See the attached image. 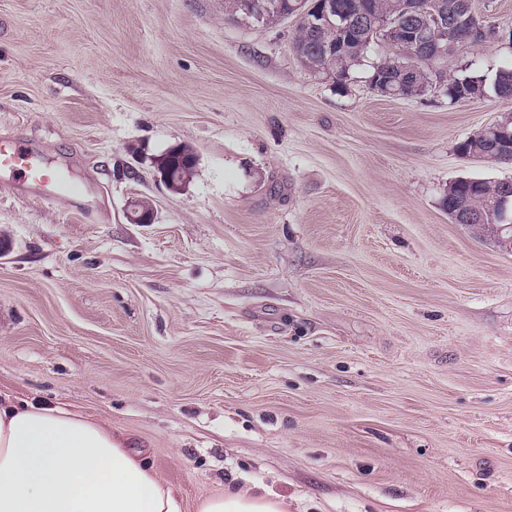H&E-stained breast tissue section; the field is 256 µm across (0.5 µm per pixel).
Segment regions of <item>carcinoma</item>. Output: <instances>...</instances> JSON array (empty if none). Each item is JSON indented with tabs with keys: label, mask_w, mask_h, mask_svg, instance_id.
I'll use <instances>...</instances> for the list:
<instances>
[{
	"label": "carcinoma",
	"mask_w": 512,
	"mask_h": 512,
	"mask_svg": "<svg viewBox=\"0 0 512 512\" xmlns=\"http://www.w3.org/2000/svg\"><path fill=\"white\" fill-rule=\"evenodd\" d=\"M253 0H224V15L229 19H241L251 21L250 12ZM415 0H336V4L345 8L350 4H360L371 15H387L394 19L395 23L402 24L405 16L411 12ZM340 25L337 32L345 34L344 45L334 53L323 54L320 52L319 41L331 39L329 33L315 34L298 26L297 34L293 40L295 53L303 57L317 58V65L325 75L332 76L339 85L345 84L352 69L361 64L367 53L382 40V34L375 28L357 22L354 12L344 21H336ZM431 35V32L423 26L411 29V44L388 46L389 52L382 54L378 60L372 63L369 76L370 87H381L387 84L390 89L398 91L402 98H417L425 88V82L429 77L427 63L414 54L413 42ZM435 67L446 75L442 85V96L448 100V104L455 105L467 101L468 97L480 99L492 92L501 97L512 96V67L500 69L495 74L492 82H487L485 76L466 69L460 73L447 76L445 60L435 62ZM412 70L415 72L416 81L405 85L399 84L400 72ZM507 131L510 136L506 142L490 141L483 133H476L460 141L456 150L459 154L470 156L478 153L483 159L502 163L507 155L512 152V123ZM195 167V154L186 147L181 146L165 153L158 161L160 171L171 170L174 174L173 183L169 189L173 192L179 190L192 177ZM458 196L465 208L485 219L497 215L501 203V190L497 182L482 178H466L461 181L458 188Z\"/></svg>",
	"instance_id": "carcinoma-1"
}]
</instances>
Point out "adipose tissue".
<instances>
[{
  "instance_id": "ef3b65f1",
  "label": "adipose tissue",
  "mask_w": 512,
  "mask_h": 512,
  "mask_svg": "<svg viewBox=\"0 0 512 512\" xmlns=\"http://www.w3.org/2000/svg\"><path fill=\"white\" fill-rule=\"evenodd\" d=\"M196 512H287L270 489H230ZM121 437L62 406L0 401V512H181Z\"/></svg>"
}]
</instances>
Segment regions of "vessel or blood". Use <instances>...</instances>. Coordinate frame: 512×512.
<instances>
[{
    "mask_svg": "<svg viewBox=\"0 0 512 512\" xmlns=\"http://www.w3.org/2000/svg\"><path fill=\"white\" fill-rule=\"evenodd\" d=\"M0 170L19 174L33 198L43 203L62 204L82 193L66 171L47 167L39 154L13 141L0 142Z\"/></svg>",
    "mask_w": 512,
    "mask_h": 512,
    "instance_id": "1",
    "label": "vessel or blood"
}]
</instances>
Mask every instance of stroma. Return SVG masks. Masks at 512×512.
Instances as JSON below:
<instances>
[{
  "instance_id": "obj_1",
  "label": "stroma",
  "mask_w": 512,
  "mask_h": 512,
  "mask_svg": "<svg viewBox=\"0 0 512 512\" xmlns=\"http://www.w3.org/2000/svg\"><path fill=\"white\" fill-rule=\"evenodd\" d=\"M224 0H0V139L89 199L0 171V392L112 427L179 493L288 512H512V251L449 182L512 99H389ZM512 45L458 47L487 77ZM186 145L179 192L156 158ZM148 198L151 223L130 205ZM0 170L19 174L21 183L39 202L63 204L86 193L71 181L66 171L50 169L39 154L13 141L0 142ZM258 488L224 491L223 495L198 502L196 512H287V504L278 495L266 487Z\"/></svg>"
}]
</instances>
